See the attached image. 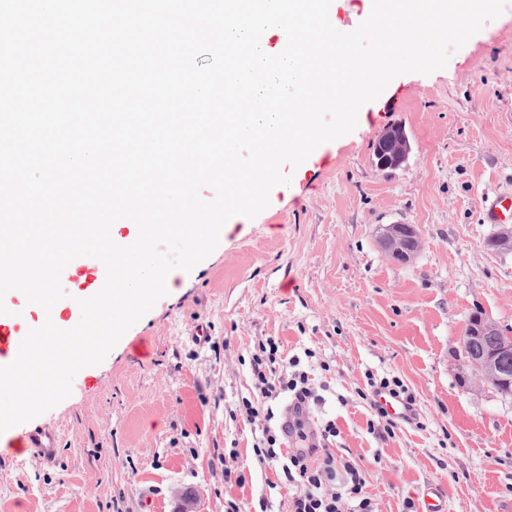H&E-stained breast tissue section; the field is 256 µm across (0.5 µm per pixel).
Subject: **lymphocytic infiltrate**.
<instances>
[{
  "mask_svg": "<svg viewBox=\"0 0 512 512\" xmlns=\"http://www.w3.org/2000/svg\"><path fill=\"white\" fill-rule=\"evenodd\" d=\"M279 347L271 336L258 342L250 357L253 389L242 398L239 413L247 421L261 424V435L252 446L258 462L280 467L286 481L295 487L285 512H375L364 469L357 462L337 457L330 446L331 438L339 434L335 422L327 421L318 432L310 429L306 411L321 397L307 371L301 370L299 358L284 359ZM381 392L400 403V416L390 415L376 401V394ZM284 394L289 395L293 411V425L287 435L274 423L273 406ZM359 396L371 412L368 428L379 437H393L401 423L410 424L417 418L416 397L399 378L368 377ZM287 436L294 437L296 445L288 453L283 450Z\"/></svg>",
  "mask_w": 512,
  "mask_h": 512,
  "instance_id": "f902f5d3",
  "label": "lymphocytic infiltrate"
}]
</instances>
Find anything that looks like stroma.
<instances>
[{
  "mask_svg": "<svg viewBox=\"0 0 512 512\" xmlns=\"http://www.w3.org/2000/svg\"><path fill=\"white\" fill-rule=\"evenodd\" d=\"M394 124L411 151L382 171L373 146ZM323 150L328 163L283 165L291 183L277 202L81 369L68 398L25 422L59 432L58 458L0 465V512H176L185 494L195 512L278 505L282 473L255 462L253 425L229 417L269 336L321 385L308 421H335V452L366 464L377 512H402L430 483L445 512H512V396L473 387L459 354L475 310L512 327V249L488 247L503 227L481 209L512 189V4L445 68L395 77ZM396 222L421 237L405 263L382 244ZM371 374L409 386L420 426L370 433L357 391ZM242 463L245 485L225 481Z\"/></svg>",
  "mask_w": 512,
  "mask_h": 512,
  "instance_id": "stroma-1",
  "label": "stroma"
}]
</instances>
